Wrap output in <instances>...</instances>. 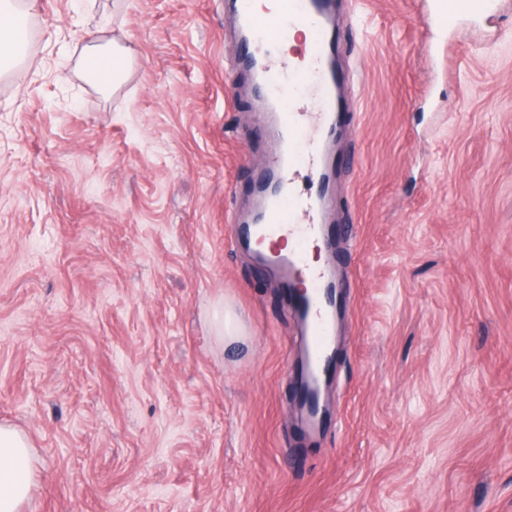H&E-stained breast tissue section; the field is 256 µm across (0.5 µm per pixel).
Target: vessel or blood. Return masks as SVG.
Segmentation results:
<instances>
[{"instance_id":"obj_1","label":"vessel or blood","mask_w":512,"mask_h":512,"mask_svg":"<svg viewBox=\"0 0 512 512\" xmlns=\"http://www.w3.org/2000/svg\"><path fill=\"white\" fill-rule=\"evenodd\" d=\"M242 42L254 64L253 88L266 108L263 118L279 142L274 161L275 179L280 191L262 195L251 235L257 240L287 238L292 242L287 252H272L268 258L289 291L292 307L300 321L306 363L294 365L302 394H309L324 374L330 358L336 316L344 301L343 291L327 295L329 275L324 268L304 263L310 244L325 240L323 202L320 196L299 192L301 173L322 177L333 164L327 152L340 112L344 106L336 89L345 79L332 60L337 47V27L329 0H284L281 15L270 22L259 21L249 0L235 4ZM306 28L310 51L302 68L288 67L270 71L261 64L265 44L288 39L293 30ZM312 90L317 106L307 111L302 100L305 90ZM308 281L306 293L298 284Z\"/></svg>"}]
</instances>
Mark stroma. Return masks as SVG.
I'll return each mask as SVG.
<instances>
[{
    "mask_svg": "<svg viewBox=\"0 0 512 512\" xmlns=\"http://www.w3.org/2000/svg\"><path fill=\"white\" fill-rule=\"evenodd\" d=\"M350 282L309 438L302 338L239 244L276 139L224 0H36L0 72V423L22 512H512V0H332ZM133 65L105 88L94 46ZM242 319L238 342L215 313ZM32 447L23 431L0 425V512H20L36 485Z\"/></svg>",
    "mask_w": 512,
    "mask_h": 512,
    "instance_id": "1",
    "label": "stroma"
}]
</instances>
